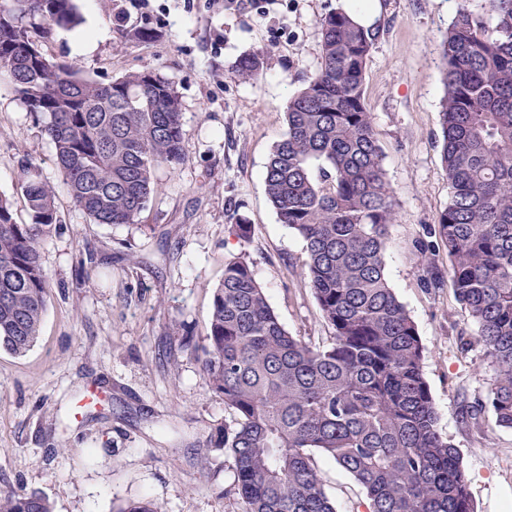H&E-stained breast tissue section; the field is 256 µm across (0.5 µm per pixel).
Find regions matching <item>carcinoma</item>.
<instances>
[{
  "label": "carcinoma",
  "instance_id": "carcinoma-1",
  "mask_svg": "<svg viewBox=\"0 0 512 512\" xmlns=\"http://www.w3.org/2000/svg\"><path fill=\"white\" fill-rule=\"evenodd\" d=\"M0 72L29 112L45 118L74 205L96 224H132L161 165L185 154L172 82L144 69L109 84L47 58L33 21L74 28V0H0ZM321 66L285 112L286 129L264 171L270 206L306 245L305 280L327 345L291 335L256 282L243 249L224 262L202 347V377L224 399L228 492L241 512H337L315 457L333 461L361 489L365 512H474L458 449L439 430L424 378L425 346L385 273L393 193L363 84L383 33L343 8L320 19ZM445 96L441 156L448 205L428 231L448 251L457 301L478 324L498 369L487 400L461 418L480 426L491 407L512 429V0L460 8L441 41ZM261 52L239 62L260 74ZM30 222L0 197V349L36 344L50 282L40 245L58 225L54 194L30 177ZM431 241L419 252L439 282ZM0 512H52L38 493L0 488Z\"/></svg>",
  "mask_w": 512,
  "mask_h": 512
}]
</instances>
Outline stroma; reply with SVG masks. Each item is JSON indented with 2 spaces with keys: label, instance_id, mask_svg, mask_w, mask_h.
Wrapping results in <instances>:
<instances>
[{
  "label": "stroma",
  "instance_id": "stroma-1",
  "mask_svg": "<svg viewBox=\"0 0 512 512\" xmlns=\"http://www.w3.org/2000/svg\"><path fill=\"white\" fill-rule=\"evenodd\" d=\"M484 0H371L383 36L367 61L364 98L383 151L397 215L385 271L426 347L423 374L440 429L457 447L475 512L512 504V430L492 410L480 428L463 402L486 399L497 367L478 326L458 303L444 246L440 281L427 287L417 242L448 202L441 160L444 62L440 43L461 6ZM75 29L31 35L46 56L109 83L151 68L174 85L187 147L179 165L157 168L146 207L131 224H96L72 202L53 147L0 73V196L29 220L26 176L55 195L59 227L42 245L51 290L40 336L17 358L0 350V487L45 496L53 512H120L149 499L162 512H240L225 488L233 459L218 445L229 414L205 386L201 346L224 262L248 250L253 274L280 322L322 345L333 330L303 279L304 241L279 223L263 173L285 131L286 107L321 63L319 20L347 0H75ZM103 38L74 42L91 25ZM149 25L154 40L128 38ZM264 52L261 76L237 74ZM253 226L241 247L235 224ZM338 512L360 497L335 463L317 459Z\"/></svg>",
  "mask_w": 512,
  "mask_h": 512
}]
</instances>
